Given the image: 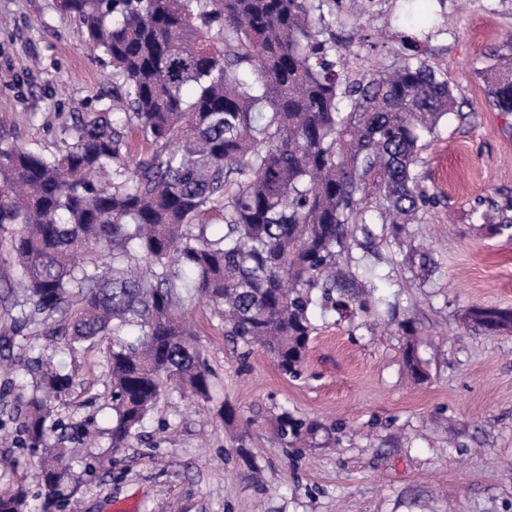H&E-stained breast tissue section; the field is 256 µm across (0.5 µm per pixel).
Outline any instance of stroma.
Listing matches in <instances>:
<instances>
[{
	"label": "stroma",
	"instance_id": "35a3bbf8",
	"mask_svg": "<svg viewBox=\"0 0 512 512\" xmlns=\"http://www.w3.org/2000/svg\"><path fill=\"white\" fill-rule=\"evenodd\" d=\"M369 64L387 65L418 35L429 64L448 68L457 115L423 152L424 184H444L447 207L410 225L438 270L421 288L397 249L359 274L370 311L316 314L303 373L283 375L259 348L244 353L203 302L186 320L214 374L210 400L165 392L127 447L100 446L92 473L69 460L62 493L79 512H512V333L484 336L460 324L473 306L512 308V239L488 234L476 199L512 194V115L489 102L478 77L512 43V0H324L317 19ZM109 59L90 51L56 0H0V128L21 147L55 154L60 112L110 107ZM395 313H388V306ZM412 319L429 378L414 383L397 320ZM30 343L16 337L13 372L0 374V457L22 482L32 512L44 497L36 463L20 446V397ZM111 339L76 356L46 348L72 374L53 441L79 447L75 424L106 430L112 415ZM232 407L235 422L217 415ZM290 410L333 426L302 448L281 447L269 424Z\"/></svg>",
	"mask_w": 512,
	"mask_h": 512
}]
</instances>
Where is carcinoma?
I'll use <instances>...</instances> for the list:
<instances>
[{"mask_svg": "<svg viewBox=\"0 0 512 512\" xmlns=\"http://www.w3.org/2000/svg\"><path fill=\"white\" fill-rule=\"evenodd\" d=\"M57 2L110 59L117 91L110 109L61 117L70 143L51 158L0 134V242L15 270L0 301L20 309L0 325V348L35 322L73 353L115 338L110 445L122 448L166 388L209 398L211 372L183 321L196 299L234 343L301 375L314 312L347 317L358 301L342 268L352 251L371 269L377 244H402L441 205L418 167L457 98L414 40L372 72L338 70L342 48L314 21L319 0ZM479 76L512 115V46ZM472 213L512 233V196L480 198ZM402 256L418 285L435 274L425 248ZM462 318L489 336L512 329V308ZM403 359L427 379L414 341ZM27 370L24 443L61 509L71 449L50 431L72 378L41 356ZM274 423L287 447L324 430L288 410ZM27 500L24 485H0V512H26Z\"/></svg>", "mask_w": 512, "mask_h": 512, "instance_id": "1", "label": "carcinoma"}]
</instances>
